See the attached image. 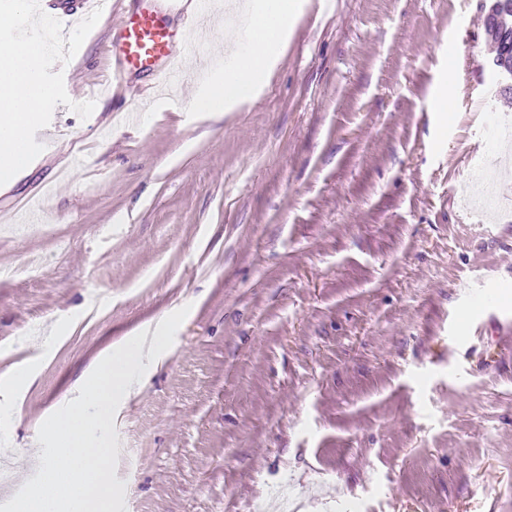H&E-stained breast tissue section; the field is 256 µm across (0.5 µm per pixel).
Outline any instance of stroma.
<instances>
[{
    "mask_svg": "<svg viewBox=\"0 0 512 512\" xmlns=\"http://www.w3.org/2000/svg\"><path fill=\"white\" fill-rule=\"evenodd\" d=\"M252 0H210L224 73ZM489 0L301 4L259 99L57 104L85 160H33L40 232L0 230V505L37 433L111 348L180 308L116 412L126 512H512V94ZM97 23L71 100L112 75ZM448 97V111L439 100Z\"/></svg>",
    "mask_w": 512,
    "mask_h": 512,
    "instance_id": "35a3bbf8",
    "label": "stroma"
}]
</instances>
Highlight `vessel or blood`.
Segmentation results:
<instances>
[{"instance_id": "vessel-or-blood-1", "label": "vessel or blood", "mask_w": 512, "mask_h": 512, "mask_svg": "<svg viewBox=\"0 0 512 512\" xmlns=\"http://www.w3.org/2000/svg\"><path fill=\"white\" fill-rule=\"evenodd\" d=\"M41 9L58 19H82L94 9L118 17V37L109 46L113 61L112 94L120 96L129 89L130 77L147 75L151 87L142 91L150 100L158 87L178 88L185 71L180 57L186 45L201 48L209 32L200 22L186 31L176 30L171 16L203 17L205 0H39Z\"/></svg>"}]
</instances>
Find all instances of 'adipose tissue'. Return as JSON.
<instances>
[{
	"label": "adipose tissue",
	"mask_w": 512,
	"mask_h": 512,
	"mask_svg": "<svg viewBox=\"0 0 512 512\" xmlns=\"http://www.w3.org/2000/svg\"><path fill=\"white\" fill-rule=\"evenodd\" d=\"M297 8L296 0H265L251 16V32L238 63L225 69L223 77L210 84L196 104L220 112L237 99L253 96L266 82L288 31V19Z\"/></svg>",
	"instance_id": "obj_1"
}]
</instances>
